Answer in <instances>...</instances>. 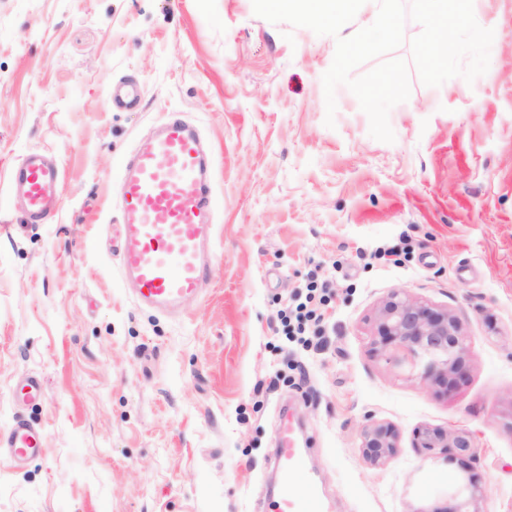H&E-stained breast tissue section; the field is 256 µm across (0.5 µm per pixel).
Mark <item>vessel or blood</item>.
Here are the masks:
<instances>
[{
	"label": "vessel or blood",
	"mask_w": 512,
	"mask_h": 512,
	"mask_svg": "<svg viewBox=\"0 0 512 512\" xmlns=\"http://www.w3.org/2000/svg\"><path fill=\"white\" fill-rule=\"evenodd\" d=\"M140 96L136 83L122 81L113 86L111 103L132 108ZM212 178L213 159L200 130L180 112L168 113L161 132L122 162L119 271L133 282L138 304L174 314L182 302L202 295L215 248ZM8 183L10 200L21 202L29 223L40 224L61 201L63 168L55 155L33 150L11 166ZM276 443L279 490L272 512H327L294 423L279 429ZM44 446L43 431L19 417L0 433V452L17 461Z\"/></svg>",
	"instance_id": "1"
}]
</instances>
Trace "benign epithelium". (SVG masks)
Wrapping results in <instances>:
<instances>
[{"label": "benign epithelium", "instance_id": "7a95c632", "mask_svg": "<svg viewBox=\"0 0 512 512\" xmlns=\"http://www.w3.org/2000/svg\"><path fill=\"white\" fill-rule=\"evenodd\" d=\"M370 348L374 356L408 369L421 383L445 391L466 376L468 347L459 319L409 295L403 289L389 292L372 317ZM399 433L391 423L370 421L361 430V448L366 462L381 466L398 450ZM415 447L474 469L478 458L468 432L424 428L415 433Z\"/></svg>", "mask_w": 512, "mask_h": 512}]
</instances>
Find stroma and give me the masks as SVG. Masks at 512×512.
I'll use <instances>...</instances> for the list:
<instances>
[{
    "label": "stroma",
    "instance_id": "obj_1",
    "mask_svg": "<svg viewBox=\"0 0 512 512\" xmlns=\"http://www.w3.org/2000/svg\"><path fill=\"white\" fill-rule=\"evenodd\" d=\"M473 7L494 31L487 73L411 75L384 143L347 87L324 123L335 38L252 0H0V432L18 415L46 435L24 464L0 454V512H269L286 411L334 512L466 497L464 470L415 447L425 427L468 431L478 512H512V0ZM124 77L142 89L131 112L109 102ZM169 112L208 141L218 205L209 282L175 315L123 283L114 204L119 162ZM32 149L65 171L43 224L6 203ZM313 274L332 306L303 346L280 312ZM396 289L461 321L453 391L372 356ZM31 375L41 396L22 391ZM371 420L399 430L379 467ZM399 433L391 423L370 421L361 430V448L366 462L381 466L394 457L399 448Z\"/></svg>",
    "mask_w": 512,
    "mask_h": 512
}]
</instances>
